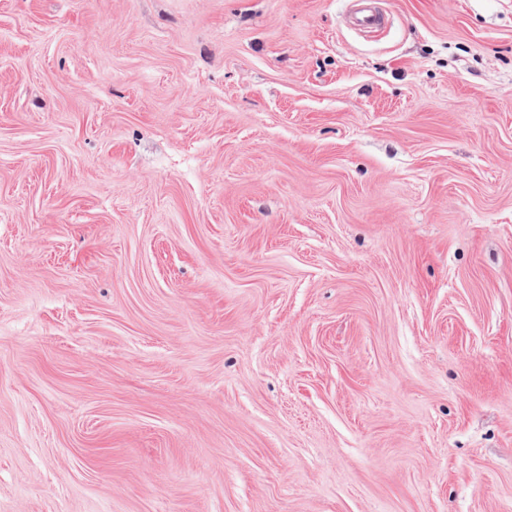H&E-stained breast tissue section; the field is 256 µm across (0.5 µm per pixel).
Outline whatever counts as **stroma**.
<instances>
[{
    "label": "stroma",
    "instance_id": "1",
    "mask_svg": "<svg viewBox=\"0 0 512 512\" xmlns=\"http://www.w3.org/2000/svg\"><path fill=\"white\" fill-rule=\"evenodd\" d=\"M0 0V512H512V0Z\"/></svg>",
    "mask_w": 512,
    "mask_h": 512
}]
</instances>
